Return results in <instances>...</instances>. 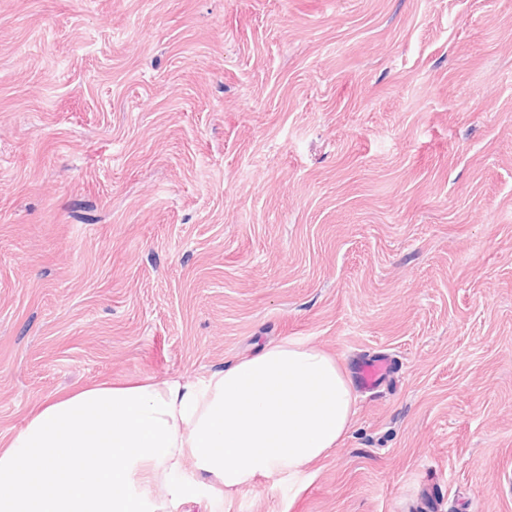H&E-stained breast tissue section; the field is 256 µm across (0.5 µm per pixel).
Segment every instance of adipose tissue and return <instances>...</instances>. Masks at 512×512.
I'll return each instance as SVG.
<instances>
[{
  "label": "adipose tissue",
  "mask_w": 512,
  "mask_h": 512,
  "mask_svg": "<svg viewBox=\"0 0 512 512\" xmlns=\"http://www.w3.org/2000/svg\"><path fill=\"white\" fill-rule=\"evenodd\" d=\"M354 415L345 371L300 338L191 382L79 388L0 445V512H177L273 477L295 485Z\"/></svg>",
  "instance_id": "ef3b65f1"
}]
</instances>
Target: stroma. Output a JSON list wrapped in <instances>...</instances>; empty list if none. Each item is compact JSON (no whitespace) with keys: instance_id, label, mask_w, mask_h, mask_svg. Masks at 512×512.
<instances>
[{"instance_id":"1","label":"stroma","mask_w":512,"mask_h":512,"mask_svg":"<svg viewBox=\"0 0 512 512\" xmlns=\"http://www.w3.org/2000/svg\"><path fill=\"white\" fill-rule=\"evenodd\" d=\"M298 336L394 379L179 512H512V0H0V435Z\"/></svg>"}]
</instances>
